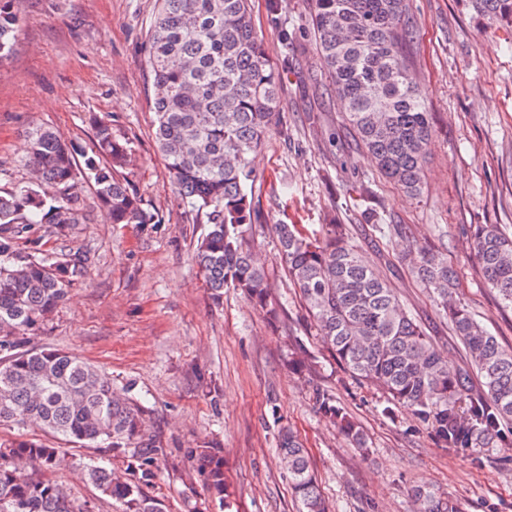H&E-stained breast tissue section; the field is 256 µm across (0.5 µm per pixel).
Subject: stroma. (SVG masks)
<instances>
[{"label": "stroma", "mask_w": 512, "mask_h": 512, "mask_svg": "<svg viewBox=\"0 0 512 512\" xmlns=\"http://www.w3.org/2000/svg\"><path fill=\"white\" fill-rule=\"evenodd\" d=\"M417 38L407 52L432 114L423 189L412 196L384 180L342 132V106L328 99L329 80L309 27L311 0H282L274 22L269 0H251L253 27L269 57L289 54L281 76V132L255 154V231L264 246L268 284L280 303L268 323L238 291L213 301L192 256L204 212L173 192L154 139L153 87L146 41L156 0H23L18 41L0 63V193L24 185L26 133L47 126L84 151L95 145L93 116H110L131 154L121 175L158 223L32 224L17 241L89 258L86 275L46 319L32 347L80 355L111 375L145 410L148 432L165 449L148 495L166 512H299L277 452L280 427L302 440L331 512H415L412 486L429 484L462 512H512V424L490 448L448 451L406 412L388 417L385 398L349 377L316 338L291 288L272 225L322 232L337 221L388 279L405 307L430 326L442 352L462 350L401 260L396 239L366 224V208L383 223L407 224L416 241L444 248L458 271L457 296L499 341L512 346V310L486 287L465 234L471 224L512 225V27L489 26L466 0H409ZM291 43H284V35ZM339 132V143L329 140ZM305 350L307 370L288 365ZM333 394L364 428L369 453L353 448L317 412L315 388ZM224 458L227 497L212 492L199 453ZM55 479L88 512H122L84 481L76 451Z\"/></svg>", "instance_id": "stroma-1"}]
</instances>
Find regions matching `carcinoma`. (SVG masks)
Wrapping results in <instances>:
<instances>
[{
  "label": "carcinoma",
  "instance_id": "obj_1",
  "mask_svg": "<svg viewBox=\"0 0 512 512\" xmlns=\"http://www.w3.org/2000/svg\"><path fill=\"white\" fill-rule=\"evenodd\" d=\"M310 25L330 91L345 106L342 121L382 177L418 195L423 186L432 113L417 88L404 46L414 39L407 0H311ZM492 23L512 24V0H468ZM21 0H0V59L18 35ZM147 63L154 88L155 139L171 184L190 206L206 210L207 230L193 255L214 299L224 289L243 294L277 319L264 261L255 242L264 220L252 199L253 155L280 124V71L288 57L266 55L251 21L249 0H157ZM96 152L79 168L77 148L58 132L29 131L24 165L35 174L0 195V425H34L77 447L119 456L134 439L131 479L116 481L100 464L84 474L123 512H163L143 486L164 456L143 430L142 406L116 391L112 377L82 357L56 348L32 349L28 336L84 277L86 257L23 254L20 224H81L89 213L81 178L94 181L96 203L110 224H157L119 177L129 144L106 116L93 119ZM288 279L304 301L320 340L353 378L381 390L385 413L403 409L431 428L446 448L464 453L487 446L512 421V347L502 345L455 295L458 273L439 250L403 255L449 329L466 365L448 361L425 324L400 303L389 281L354 241L348 224H329L319 237L295 224H276ZM469 234L487 287L512 307V233L499 224H471ZM315 404L348 440L367 448L362 428L327 391ZM302 512H328L308 454L298 437H278ZM63 449L19 438L0 443V512H88L53 479ZM200 466L212 491H227L224 461L203 450ZM417 512H460L426 485L411 490Z\"/></svg>",
  "mask_w": 512,
  "mask_h": 512
}]
</instances>
